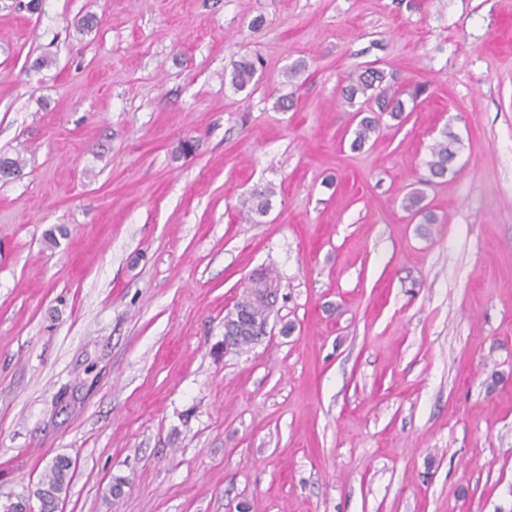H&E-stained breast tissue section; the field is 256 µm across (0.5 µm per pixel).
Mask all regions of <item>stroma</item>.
<instances>
[{
    "label": "stroma",
    "mask_w": 512,
    "mask_h": 512,
    "mask_svg": "<svg viewBox=\"0 0 512 512\" xmlns=\"http://www.w3.org/2000/svg\"><path fill=\"white\" fill-rule=\"evenodd\" d=\"M370 64L428 90L354 151ZM0 153V503L65 455L60 512H512V0H0ZM459 139L447 129L442 132L440 139L430 147L429 159L425 165L431 178L444 177L452 169L458 153ZM273 193L274 191L269 187H256L249 193V196L242 203V206L247 209L249 220L257 221V218L267 215ZM244 288L246 290L242 291L241 297L255 289L257 290V288H263L265 292L269 291V294L256 298L245 305L240 312L234 309L227 311L224 316V327L226 328V332L224 328V333L227 334V336H224L225 351L232 349V343L237 336H243L233 345L234 348L238 349L257 341L260 337L256 336H266L267 331L264 327L267 325V320L277 303V295L273 296V292H278L279 283L277 274L273 269L267 268L255 273ZM236 315H238V318ZM237 319L241 328L235 331L233 336H228L230 326L235 325Z\"/></svg>",
    "instance_id": "stroma-1"
}]
</instances>
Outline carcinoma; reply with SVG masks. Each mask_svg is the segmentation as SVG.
<instances>
[{
  "label": "carcinoma",
  "instance_id": "obj_1",
  "mask_svg": "<svg viewBox=\"0 0 512 512\" xmlns=\"http://www.w3.org/2000/svg\"><path fill=\"white\" fill-rule=\"evenodd\" d=\"M256 73L255 64L243 59L234 64L230 73V84L236 89L245 88ZM404 93L396 86V81H386L384 71L374 66H366L357 73H351L340 87V98L349 106L355 108L359 121L354 130V138L351 149L360 150L376 134L382 122L383 116L399 123L405 119L406 101ZM459 139L452 132L445 130L440 139L430 147L429 159L426 167L433 178H441L452 169L458 153ZM24 166L23 160L0 154V178L17 176ZM273 190L269 187L254 188L242 206L247 209L250 220H257L267 215L270 209V198ZM424 192L417 191L406 197L404 208L414 214H419L425 224L438 223V217L427 210L423 205ZM262 288L268 295L257 298L244 306L242 311L230 309L224 316V327L230 328L235 322H240V328L234 335L240 340L234 344L236 348L248 346L258 340V337L266 335L265 326L274 307L277 297L273 293L279 290L278 277L274 270L267 268L255 273L246 285L242 294ZM73 462L66 456L56 457L49 465L48 471L37 484L33 495L45 504L62 500V494L66 491L70 481V471Z\"/></svg>",
  "mask_w": 512,
  "mask_h": 512
}]
</instances>
